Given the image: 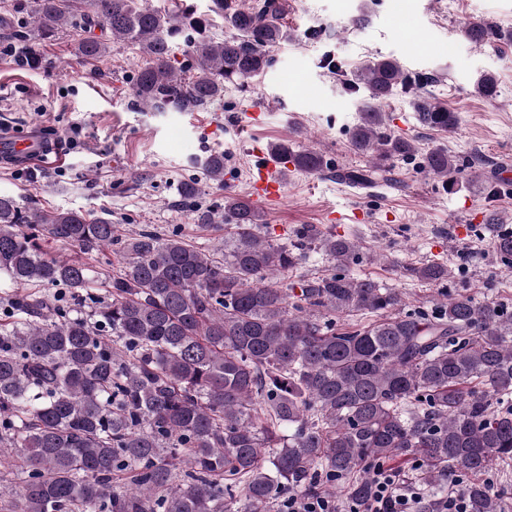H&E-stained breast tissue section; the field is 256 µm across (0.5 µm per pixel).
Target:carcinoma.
Here are the masks:
<instances>
[{
    "label": "carcinoma",
    "instance_id": "1",
    "mask_svg": "<svg viewBox=\"0 0 512 512\" xmlns=\"http://www.w3.org/2000/svg\"><path fill=\"white\" fill-rule=\"evenodd\" d=\"M285 13L284 0H210L205 13L149 0H12L0 38L26 44L22 66L39 63L31 43L67 28L89 63L111 41L128 45L143 59L140 109L193 112L224 84L267 73L271 50L294 40ZM218 21L231 37L208 36ZM466 34L477 46L499 36L483 26ZM178 39L191 48L183 70L171 64ZM404 82L396 60L375 58L349 83L369 92L352 145L381 162L415 154L386 132L381 110ZM474 89L494 98L495 76ZM413 106L428 128L458 123L426 96ZM273 154L307 172L326 166L312 150ZM421 167L453 190L459 164L448 150L427 151ZM206 175L224 181V154L207 158ZM337 177L372 184L365 170ZM223 220L224 244L209 248L178 231L119 235L105 212L0 197V279L22 289L0 301V465L21 487L0 512H279L289 494L334 497L341 484L366 497L370 465L408 459L421 461L429 495L460 478L468 512H512V497L486 478L512 464V312L448 293L440 263L407 268L443 290L434 309L408 311L399 291L348 274L361 259L348 237L309 227L277 243L235 195L224 197ZM49 243L111 270L101 278L79 258L49 255ZM491 248L512 269V231ZM314 249L332 271L288 281ZM340 317L355 321L338 328Z\"/></svg>",
    "mask_w": 512,
    "mask_h": 512
}]
</instances>
